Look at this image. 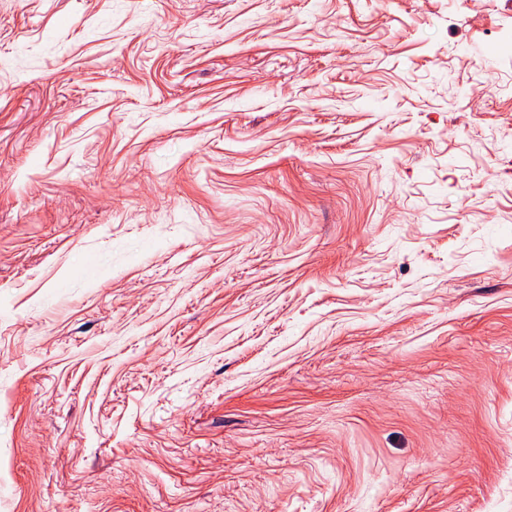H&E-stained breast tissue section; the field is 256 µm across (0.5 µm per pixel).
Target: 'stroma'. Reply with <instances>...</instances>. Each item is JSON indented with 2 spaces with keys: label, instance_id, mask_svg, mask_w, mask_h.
<instances>
[{
  "label": "stroma",
  "instance_id": "obj_1",
  "mask_svg": "<svg viewBox=\"0 0 512 512\" xmlns=\"http://www.w3.org/2000/svg\"><path fill=\"white\" fill-rule=\"evenodd\" d=\"M0 512H512V0H0Z\"/></svg>",
  "mask_w": 512,
  "mask_h": 512
}]
</instances>
